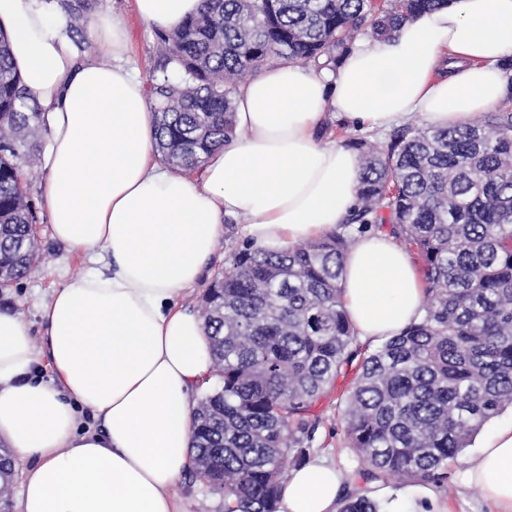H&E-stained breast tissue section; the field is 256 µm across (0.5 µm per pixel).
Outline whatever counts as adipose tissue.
<instances>
[{
  "instance_id": "ef3b65f1",
  "label": "adipose tissue",
  "mask_w": 512,
  "mask_h": 512,
  "mask_svg": "<svg viewBox=\"0 0 512 512\" xmlns=\"http://www.w3.org/2000/svg\"><path fill=\"white\" fill-rule=\"evenodd\" d=\"M203 0H135L160 31ZM13 67L48 130L44 196L52 237L94 255L42 310L51 381L35 376L29 328L0 310V439L24 461L17 512H178L172 488L188 473L194 414L212 369L196 287L224 233L244 220L273 253L346 223L360 166L322 141L327 113L384 130L413 113L437 128L478 121L512 91V0H453L357 44L327 74L281 60L235 99L236 136L199 176L161 162L145 84L125 59L118 16L94 19L111 65L78 59L65 17L42 0H0ZM342 300L361 339L398 334L423 314L410 255L382 233L344 258ZM90 410L92 425L82 422ZM496 512H512V421L464 462ZM341 473L317 459L286 477L279 512H338Z\"/></svg>"
}]
</instances>
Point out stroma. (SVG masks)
<instances>
[{
	"label": "stroma",
	"mask_w": 512,
	"mask_h": 512,
	"mask_svg": "<svg viewBox=\"0 0 512 512\" xmlns=\"http://www.w3.org/2000/svg\"><path fill=\"white\" fill-rule=\"evenodd\" d=\"M112 14L126 21L129 34L128 57L131 64L138 68L143 78H150L162 52L156 30L139 19L133 0H89L88 18ZM43 180L44 173L40 164L25 167L24 184L38 214L41 264L29 278L0 291V310L7 309L20 314L31 328L39 358L38 374L46 378L50 371L46 365L48 356L42 335L41 306L49 300L54 288L59 287L66 278L86 272L90 264L83 254L52 238L43 203ZM248 243L241 224L225 225L224 234L218 241L212 261L203 276L204 282L208 283L222 276L230 265L233 253L247 247ZM349 383V377L339 378L329 394L313 407L312 413L319 420V428L312 448L307 451L308 459H327L338 470L347 474L353 473L359 467L357 457L346 446L340 413ZM172 494L181 512H224L223 498L209 493L199 479L184 477L173 487ZM436 494L446 512H494L493 506L481 498L478 489L465 483L463 466L458 461L449 464L447 485L437 489Z\"/></svg>",
	"instance_id": "obj_1"
}]
</instances>
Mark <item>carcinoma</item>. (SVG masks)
<instances>
[{
	"label": "carcinoma",
	"mask_w": 512,
	"mask_h": 512,
	"mask_svg": "<svg viewBox=\"0 0 512 512\" xmlns=\"http://www.w3.org/2000/svg\"><path fill=\"white\" fill-rule=\"evenodd\" d=\"M450 0H203L160 34L146 87L163 162L189 172L234 134V101L272 58L336 70L356 37L390 36ZM70 29L88 0H56ZM29 102L0 30V288L39 263L35 205L19 161L37 159ZM361 166L357 205L342 229L277 253L246 247L204 291L200 311L220 386L199 402L192 449L224 512H278L288 455H306L313 404L354 369L343 421L359 460L354 479L447 484L491 418L512 406V107L463 127L406 124L385 143L349 139ZM388 212L383 216L382 212ZM412 256L424 314L362 355L343 307V259L374 224ZM15 476L0 448V508ZM340 512H379L358 492Z\"/></svg>",
	"instance_id": "1"
}]
</instances>
